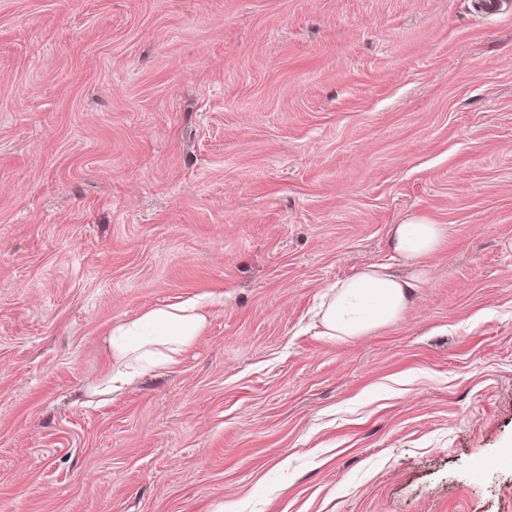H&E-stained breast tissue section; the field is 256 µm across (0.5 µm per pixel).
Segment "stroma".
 <instances>
[{
  "mask_svg": "<svg viewBox=\"0 0 512 512\" xmlns=\"http://www.w3.org/2000/svg\"><path fill=\"white\" fill-rule=\"evenodd\" d=\"M411 217L413 303L323 335ZM511 451L512 6L0 0V512H512ZM445 235L444 225L415 218L391 226L389 246L395 254L418 266L440 248ZM205 308L199 301L187 300L118 322L110 334V367L95 383L94 394L112 398L135 378L176 365L202 335Z\"/></svg>",
  "mask_w": 512,
  "mask_h": 512,
  "instance_id": "1",
  "label": "stroma"
}]
</instances>
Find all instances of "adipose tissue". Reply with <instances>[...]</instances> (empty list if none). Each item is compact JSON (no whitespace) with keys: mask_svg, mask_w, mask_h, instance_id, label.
Masks as SVG:
<instances>
[{"mask_svg":"<svg viewBox=\"0 0 512 512\" xmlns=\"http://www.w3.org/2000/svg\"><path fill=\"white\" fill-rule=\"evenodd\" d=\"M445 235L444 225L415 218L391 226L389 246L418 266L440 248ZM421 283L418 274L403 278L382 264L363 266L328 290L321 314L324 335L370 334L400 317ZM204 309L203 303L187 300L118 322L110 334V367L97 380L95 394L112 397L135 378L176 365L202 335L207 323Z\"/></svg>","mask_w":512,"mask_h":512,"instance_id":"1","label":"adipose tissue"}]
</instances>
